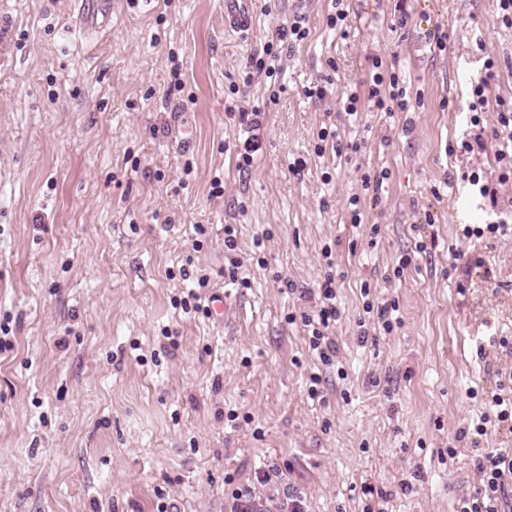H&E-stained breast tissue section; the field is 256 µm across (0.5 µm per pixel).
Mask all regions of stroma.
<instances>
[{
	"label": "stroma",
	"instance_id": "35a3bbf8",
	"mask_svg": "<svg viewBox=\"0 0 512 512\" xmlns=\"http://www.w3.org/2000/svg\"><path fill=\"white\" fill-rule=\"evenodd\" d=\"M79 2L0 0V323L13 343L0 353V512H231L248 489L301 512H455L480 487L463 431L512 380V352L480 345L512 336V234L462 238L489 217L460 176L498 183L506 211L512 180L499 184L493 150L448 151L470 131L486 60L498 76L485 131L495 98L512 100V28L494 0H346L343 39L331 0H257L246 43L225 32L224 0H114L103 29L77 26ZM294 13L310 35L272 98L243 78ZM375 58L407 110L363 105L361 150L315 158L320 128L347 130L341 100L367 94ZM319 81L325 98L307 97ZM246 104L263 114V149L243 172ZM180 117L188 152L174 146ZM381 171L352 228L347 196ZM228 224L242 257L267 237L251 287L224 281ZM481 252L489 270L457 269V254ZM189 260L223 292V321L174 307ZM329 267L343 278L340 363L317 366L297 316ZM366 280L401 323L362 345Z\"/></svg>",
	"mask_w": 512,
	"mask_h": 512
}]
</instances>
